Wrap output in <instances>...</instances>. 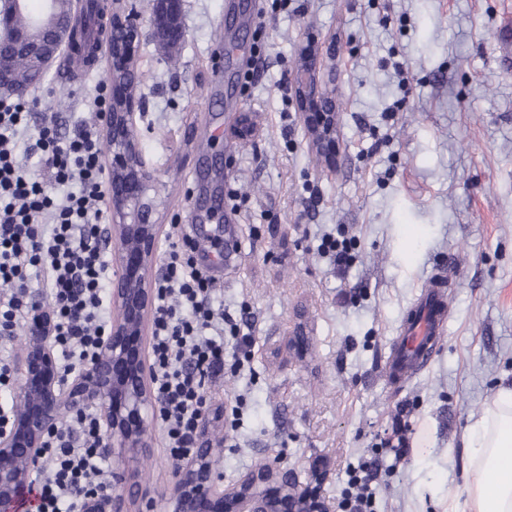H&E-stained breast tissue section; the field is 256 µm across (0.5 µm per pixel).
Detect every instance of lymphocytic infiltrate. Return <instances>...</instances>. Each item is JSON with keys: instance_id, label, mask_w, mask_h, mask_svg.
<instances>
[{"instance_id": "lymphocytic-infiltrate-1", "label": "lymphocytic infiltrate", "mask_w": 512, "mask_h": 512, "mask_svg": "<svg viewBox=\"0 0 512 512\" xmlns=\"http://www.w3.org/2000/svg\"><path fill=\"white\" fill-rule=\"evenodd\" d=\"M29 114V100L0 97V335L15 336L31 312L30 289H44L66 379L111 325L110 259L101 246L109 173L102 135L86 128L63 135L52 116L34 143L49 181L35 180L17 154ZM214 291L190 240L172 244L155 285L150 355L156 418L176 461L198 446L211 403L205 384L224 372L225 337L236 341L234 370L251 360L253 337L215 305ZM110 475L97 413L73 414L46 438L36 512H79L83 497L106 487Z\"/></svg>"}]
</instances>
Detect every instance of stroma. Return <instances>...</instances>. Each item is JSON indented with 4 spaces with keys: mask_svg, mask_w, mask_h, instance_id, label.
Returning a JSON list of instances; mask_svg holds the SVG:
<instances>
[{
    "mask_svg": "<svg viewBox=\"0 0 512 512\" xmlns=\"http://www.w3.org/2000/svg\"><path fill=\"white\" fill-rule=\"evenodd\" d=\"M228 4L187 0L178 50L146 36L136 60L135 133L162 227L156 268L178 229L203 220L201 194L222 195L216 220L236 254L216 296L254 337L249 369L210 383L200 443L220 449L228 484L274 457L301 477L320 463L333 504L397 420L409 448L382 452L377 512H444L463 489L466 427L512 379V53L499 40L512 0H258V24L233 26ZM331 40L336 58L319 78L342 123L326 174L293 81L300 48ZM108 80L104 52L95 66L53 69L27 92L32 124L50 112L66 135L98 124ZM244 113L257 133L241 141L230 129ZM218 155L223 168L207 169ZM327 234L352 244L345 271L318 250ZM436 274L448 294L439 347L391 382L382 367ZM145 420L137 471L164 512L175 462L154 409Z\"/></svg>",
    "mask_w": 512,
    "mask_h": 512,
    "instance_id": "stroma-1",
    "label": "stroma"
}]
</instances>
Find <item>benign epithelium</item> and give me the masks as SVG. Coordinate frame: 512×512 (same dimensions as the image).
<instances>
[{"instance_id":"1","label":"benign epithelium","mask_w":512,"mask_h":512,"mask_svg":"<svg viewBox=\"0 0 512 512\" xmlns=\"http://www.w3.org/2000/svg\"><path fill=\"white\" fill-rule=\"evenodd\" d=\"M126 0H111L109 23L99 28V40L109 49L112 83L105 113L106 137L112 147L109 191L112 224V304L117 316L92 357L84 360L73 379L59 378L53 351L49 310L34 305L21 336L19 385L12 396V420L0 430V512H19L33 474L43 456L47 435L65 415L88 409L101 419L105 447L112 452V490L90 494L82 512H126L129 498L152 510L150 492L135 480L130 462L149 447L142 411L154 401L150 366L143 338L154 309V267L161 225L149 220L146 199L151 175L134 135L136 111L135 60L143 35L160 43H180L185 0H155L145 19ZM57 0H44L43 14L28 24L17 22L26 0H0V95L18 93L19 74L27 71L37 83L50 72L64 50L74 46V20L53 17ZM315 45L300 56L293 88L309 147L328 170H336L339 113L332 94L318 86ZM212 448H197L177 464L167 512H330L316 491L326 471L313 468L302 483L269 461L224 484L216 473Z\"/></svg>"}]
</instances>
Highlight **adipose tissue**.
I'll return each instance as SVG.
<instances>
[{
    "mask_svg": "<svg viewBox=\"0 0 512 512\" xmlns=\"http://www.w3.org/2000/svg\"><path fill=\"white\" fill-rule=\"evenodd\" d=\"M465 436L472 455L462 498L448 512H512V384L498 389Z\"/></svg>",
    "mask_w": 512,
    "mask_h": 512,
    "instance_id": "ef3b65f1",
    "label": "adipose tissue"
}]
</instances>
